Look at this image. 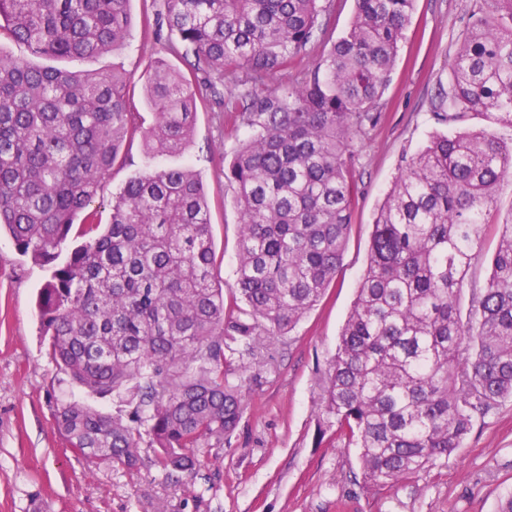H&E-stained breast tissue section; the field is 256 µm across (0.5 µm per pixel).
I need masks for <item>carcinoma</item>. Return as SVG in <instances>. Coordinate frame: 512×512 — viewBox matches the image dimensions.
<instances>
[{"label":"carcinoma","mask_w":512,"mask_h":512,"mask_svg":"<svg viewBox=\"0 0 512 512\" xmlns=\"http://www.w3.org/2000/svg\"><path fill=\"white\" fill-rule=\"evenodd\" d=\"M131 0H0V37L34 57L120 51ZM190 73L150 63V122L130 111L120 72L41 67L0 52V230L52 268L39 296L57 368L84 400L55 409L68 447L100 465L192 477L238 426L243 352L288 335L334 281L351 230L352 142L374 122L413 0H355L348 30L295 87L222 102L251 128L224 170L235 190V291L212 277L210 208L189 165H152L95 199L124 141L183 154L194 82L249 70L262 84L301 57L321 0H165ZM439 109L512 127V0L473 14ZM512 178V144L486 132L438 135L404 160L373 223L365 273L323 376L329 427L359 450L366 485L395 486L462 447L512 399V223L498 241L473 318L458 300L488 215ZM85 241L60 266L76 219ZM93 400L112 402L105 413Z\"/></svg>","instance_id":"obj_1"}]
</instances>
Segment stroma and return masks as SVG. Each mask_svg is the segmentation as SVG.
Here are the masks:
<instances>
[{
	"instance_id": "35a3bbf8",
	"label": "stroma",
	"mask_w": 512,
	"mask_h": 512,
	"mask_svg": "<svg viewBox=\"0 0 512 512\" xmlns=\"http://www.w3.org/2000/svg\"><path fill=\"white\" fill-rule=\"evenodd\" d=\"M327 13L304 57L268 78L259 90L298 85L349 28L354 0H323ZM484 0H415L391 81L379 100L377 122L365 124L352 146L356 191L352 230L342 265L323 299L284 338L257 340L246 364L262 363L243 388L236 431L212 449L193 482L164 480L153 469L126 472L86 463L67 448L53 424L56 404L77 395L59 372L43 336L38 292L49 268L21 255L0 235V512H497L512 493V400L477 421L462 448L390 486H364L358 451L327 429L320 409L321 379L367 265L377 210L405 157L439 132L484 130L512 141V127L470 113L442 121L434 113L474 12ZM130 31L118 53L71 60L72 71L122 72L132 109L144 112L143 88L151 59L174 69L187 65L168 28L164 0H132ZM248 133L222 113L213 97H198L189 151L161 157L167 166H192L211 204L215 243L213 276L225 292L236 284L239 213L224 167ZM150 164L141 139L124 150L96 201L108 220L112 197ZM512 219V185L504 187L488 217L481 251L459 297L470 312L473 289L485 286L499 224Z\"/></svg>"
}]
</instances>
